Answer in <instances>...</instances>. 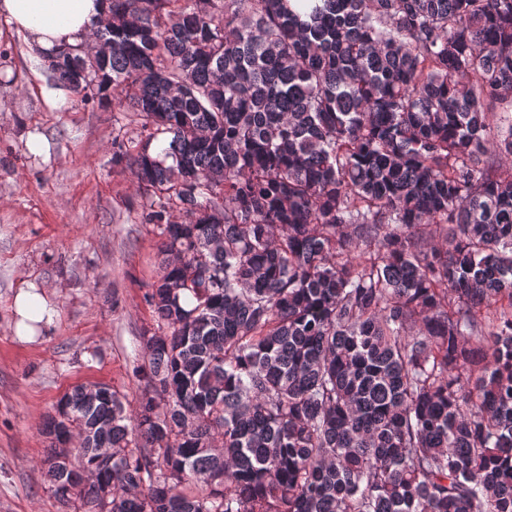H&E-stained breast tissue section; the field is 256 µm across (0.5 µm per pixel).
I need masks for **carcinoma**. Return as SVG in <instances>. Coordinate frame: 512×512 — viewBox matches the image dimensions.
I'll return each instance as SVG.
<instances>
[{"mask_svg":"<svg viewBox=\"0 0 512 512\" xmlns=\"http://www.w3.org/2000/svg\"><path fill=\"white\" fill-rule=\"evenodd\" d=\"M93 36L51 70L142 120L163 261L135 410L76 385L46 426L65 512H512V0H109Z\"/></svg>","mask_w":512,"mask_h":512,"instance_id":"obj_1","label":"carcinoma"}]
</instances>
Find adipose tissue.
<instances>
[{"instance_id":"ef3b65f1","label":"adipose tissue","mask_w":512,"mask_h":512,"mask_svg":"<svg viewBox=\"0 0 512 512\" xmlns=\"http://www.w3.org/2000/svg\"><path fill=\"white\" fill-rule=\"evenodd\" d=\"M107 7V0H0V16L32 48L51 57L92 34ZM13 312L17 336L30 341L37 336L47 312L46 301L34 289L23 288L14 297Z\"/></svg>"}]
</instances>
